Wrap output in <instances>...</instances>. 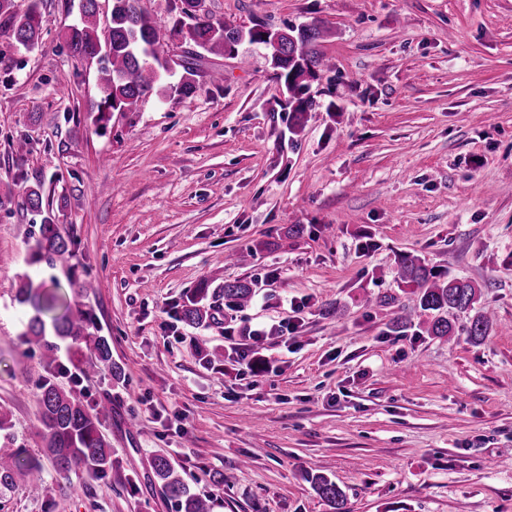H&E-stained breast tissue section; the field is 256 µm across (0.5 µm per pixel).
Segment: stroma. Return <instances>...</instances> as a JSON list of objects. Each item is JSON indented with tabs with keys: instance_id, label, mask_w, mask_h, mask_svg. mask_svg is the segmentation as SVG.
<instances>
[{
	"instance_id": "stroma-1",
	"label": "stroma",
	"mask_w": 512,
	"mask_h": 512,
	"mask_svg": "<svg viewBox=\"0 0 512 512\" xmlns=\"http://www.w3.org/2000/svg\"><path fill=\"white\" fill-rule=\"evenodd\" d=\"M205 5L236 25L321 27L332 68L311 81L317 106L298 133L257 44L201 60L222 86L180 96L166 78L99 134L97 67L63 46L77 10L44 0L34 50L0 37V409L13 449L41 458L46 371L15 288L55 275L27 262L40 221L19 206L28 186L58 210L78 275L103 281L88 298L64 293L122 369L76 379L80 351L59 353L61 383L111 408L119 471L64 480L44 461V489L0 492V512H178L153 481L156 454L211 512H331L318 474L350 512H512V0ZM235 250L252 256L225 263ZM401 253L479 284L483 342L390 330L411 297ZM236 280L256 288L242 310L224 304ZM202 286L215 320L194 328L178 311ZM315 487L320 497L329 504L332 512H348L346 496L335 482L320 476Z\"/></svg>"
}]
</instances>
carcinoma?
<instances>
[{
    "label": "carcinoma",
    "instance_id": "cac0c4a2",
    "mask_svg": "<svg viewBox=\"0 0 512 512\" xmlns=\"http://www.w3.org/2000/svg\"><path fill=\"white\" fill-rule=\"evenodd\" d=\"M41 2L28 0L26 8L21 9L16 0H0V34L25 49L38 46L43 38ZM140 2L110 0L111 20L102 39L98 35L99 0H79L80 22L65 34L66 47L74 59L89 58L98 65L102 96L97 111L91 115L97 128L106 127L110 112L135 109L158 82L175 73L169 56L170 43L176 38L183 41L185 48L178 64L183 74L175 86L181 95L189 96L199 88V63L206 55L235 56L238 47L247 41L261 44L267 50L271 68L283 85L293 112L301 115L315 106L307 83L327 67L314 51L321 35L318 26L272 29L256 24L243 28L214 19L204 9L205 0H173L172 10L177 17L166 27L145 11ZM22 206L41 216L38 228L29 234V263L51 269L71 268L73 252L61 232L59 215L44 203L42 184L25 190ZM397 278L411 289L413 299L412 305L404 308V314L390 322L391 329L405 331L415 327L422 335L450 340L463 333L474 343L488 336V318L473 313L479 295L475 283L450 277L411 253L399 256ZM253 297V288L247 282L224 284V301L231 308H245ZM204 298L203 289L187 298L181 306L180 318L194 325L213 319L210 309L202 304ZM15 299L33 310L23 336L40 344L46 358L47 374L38 384L39 436L45 455L65 480L81 471L95 479L112 477L111 446L100 430L110 409L104 405L89 407L82 395L62 387L53 371L59 342L68 340L85 344L90 352L87 368L102 365L113 371L108 338L94 334L95 318L89 311L73 309L64 295L41 292L27 274L19 278ZM151 468L162 493L177 501L184 512H210L209 500L191 494L166 457L153 456ZM42 480L38 460L22 459L20 452L8 453L0 446V490L18 484L37 486ZM316 490L332 512H348L346 496L335 482L321 476Z\"/></svg>",
    "mask_w": 512,
    "mask_h": 512
}]
</instances>
